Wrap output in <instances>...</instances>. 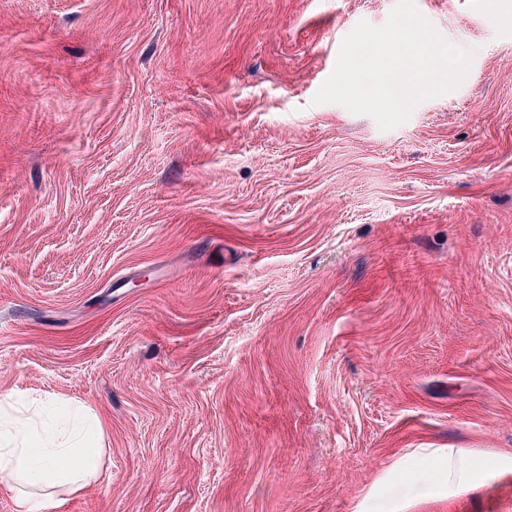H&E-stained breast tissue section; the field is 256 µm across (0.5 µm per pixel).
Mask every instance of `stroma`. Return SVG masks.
<instances>
[{"label":"stroma","instance_id":"35a3bbf8","mask_svg":"<svg viewBox=\"0 0 512 512\" xmlns=\"http://www.w3.org/2000/svg\"><path fill=\"white\" fill-rule=\"evenodd\" d=\"M396 0H0V392L103 426L43 512H512V0L384 131ZM480 487L448 484V458Z\"/></svg>","mask_w":512,"mask_h":512}]
</instances>
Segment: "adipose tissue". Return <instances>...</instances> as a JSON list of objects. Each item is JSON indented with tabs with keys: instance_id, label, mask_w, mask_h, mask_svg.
<instances>
[{
	"instance_id": "ef3b65f1",
	"label": "adipose tissue",
	"mask_w": 512,
	"mask_h": 512,
	"mask_svg": "<svg viewBox=\"0 0 512 512\" xmlns=\"http://www.w3.org/2000/svg\"><path fill=\"white\" fill-rule=\"evenodd\" d=\"M99 421L48 441L28 412L0 395V482L14 492L16 512H39L41 498L63 488L77 494L97 482L102 467Z\"/></svg>"
}]
</instances>
